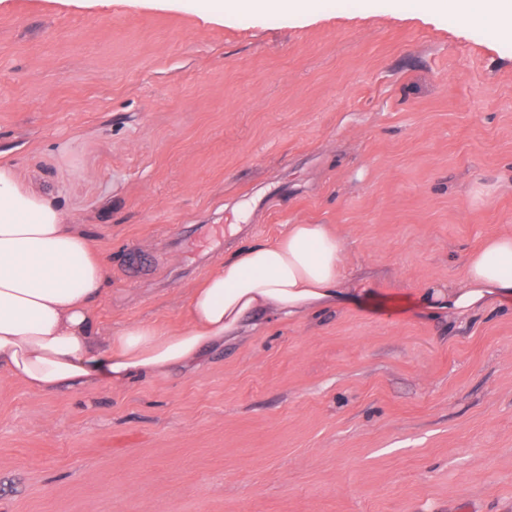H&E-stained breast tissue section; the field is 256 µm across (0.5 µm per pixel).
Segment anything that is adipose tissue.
Instances as JSON below:
<instances>
[{
  "label": "adipose tissue",
  "instance_id": "obj_1",
  "mask_svg": "<svg viewBox=\"0 0 512 512\" xmlns=\"http://www.w3.org/2000/svg\"><path fill=\"white\" fill-rule=\"evenodd\" d=\"M437 17L498 26L512 42V0H429ZM108 267L93 238L51 197L0 165V371L37 393L124 385L194 361L208 345L237 338L258 313L288 318L349 300L339 237L322 224H292L271 243L224 260L195 288L190 322L178 330L124 325L109 350L96 346L93 305ZM463 317L512 298V235L488 239L466 259L461 279L435 293Z\"/></svg>",
  "mask_w": 512,
  "mask_h": 512
}]
</instances>
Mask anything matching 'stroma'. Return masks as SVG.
Here are the masks:
<instances>
[{"label": "stroma", "mask_w": 512, "mask_h": 512, "mask_svg": "<svg viewBox=\"0 0 512 512\" xmlns=\"http://www.w3.org/2000/svg\"><path fill=\"white\" fill-rule=\"evenodd\" d=\"M389 4L0 0V162L105 257L100 347L292 224L356 286L120 388L0 371V512H512V306L421 301L512 234V42ZM313 0H234L229 1L231 6L242 11H254L258 9L276 10L288 6V11L302 12L306 9L307 2Z\"/></svg>", "instance_id": "stroma-1"}]
</instances>
